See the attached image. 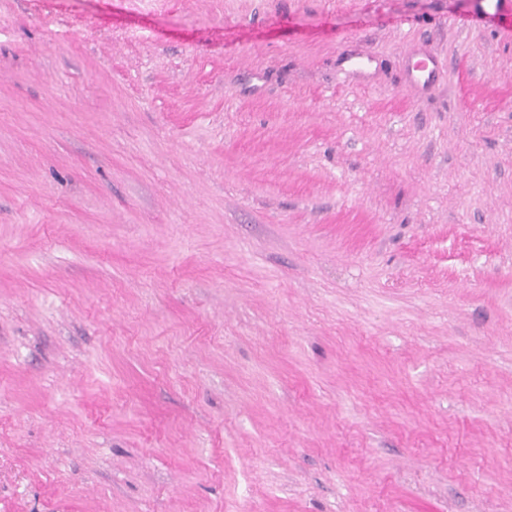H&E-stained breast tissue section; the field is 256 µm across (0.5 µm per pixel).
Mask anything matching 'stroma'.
Segmentation results:
<instances>
[{"label":"stroma","instance_id":"35a3bbf8","mask_svg":"<svg viewBox=\"0 0 512 512\" xmlns=\"http://www.w3.org/2000/svg\"><path fill=\"white\" fill-rule=\"evenodd\" d=\"M0 512H512V28L0 0Z\"/></svg>","mask_w":512,"mask_h":512}]
</instances>
